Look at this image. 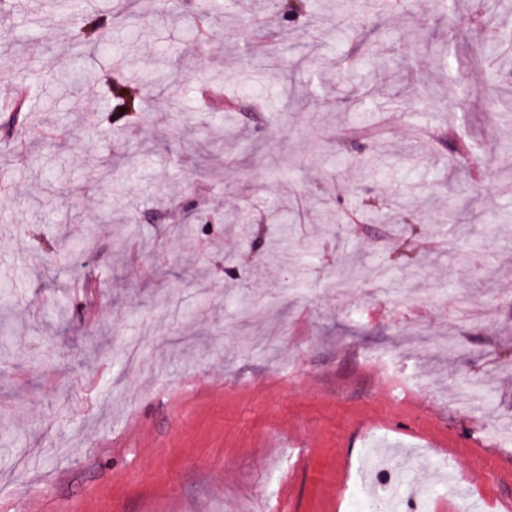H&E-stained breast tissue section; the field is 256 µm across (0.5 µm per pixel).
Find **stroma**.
<instances>
[{
	"instance_id": "obj_1",
	"label": "stroma",
	"mask_w": 512,
	"mask_h": 512,
	"mask_svg": "<svg viewBox=\"0 0 512 512\" xmlns=\"http://www.w3.org/2000/svg\"><path fill=\"white\" fill-rule=\"evenodd\" d=\"M47 3L0 0V78L33 90L0 168V512H353L381 458L413 466L428 512L450 506L444 463L512 512V58L495 53L512 6L316 0L287 20L263 0L225 18L135 0L133 34L108 36L121 60L83 58L104 81L76 108ZM440 45L471 66L440 70ZM164 53L174 74L123 125L108 81ZM392 194L406 216L370 211ZM244 205L248 226L229 223Z\"/></svg>"
}]
</instances>
